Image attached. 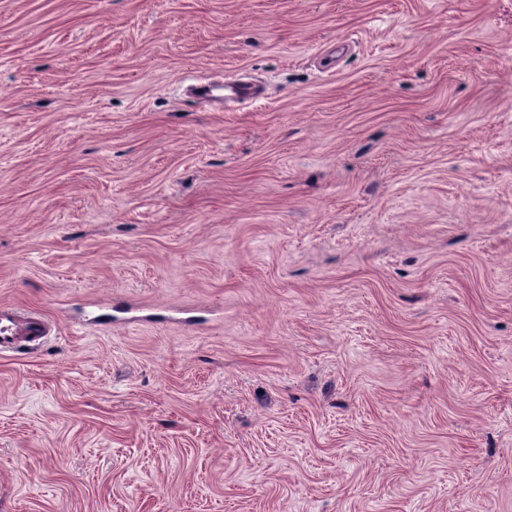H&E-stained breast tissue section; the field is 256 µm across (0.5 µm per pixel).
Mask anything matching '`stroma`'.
<instances>
[{"instance_id": "35a3bbf8", "label": "stroma", "mask_w": 512, "mask_h": 512, "mask_svg": "<svg viewBox=\"0 0 512 512\" xmlns=\"http://www.w3.org/2000/svg\"><path fill=\"white\" fill-rule=\"evenodd\" d=\"M1 302L0 512H512V0H0ZM49 333L47 320L33 314L20 323L14 305L0 303V354L14 351L22 342L42 339Z\"/></svg>"}]
</instances>
